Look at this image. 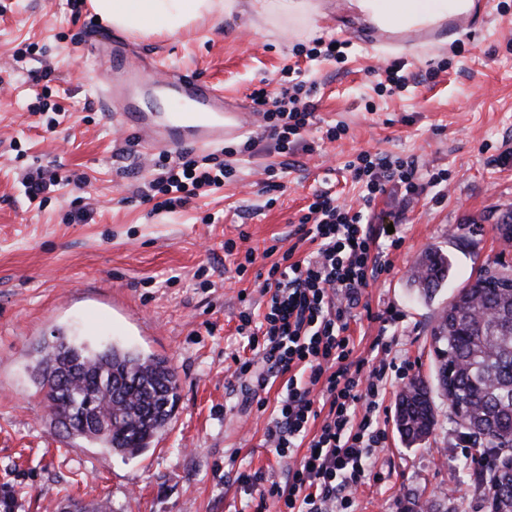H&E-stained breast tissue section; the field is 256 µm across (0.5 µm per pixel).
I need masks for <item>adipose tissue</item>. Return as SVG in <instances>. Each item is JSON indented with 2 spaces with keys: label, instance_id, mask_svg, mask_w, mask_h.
<instances>
[{
  "label": "adipose tissue",
  "instance_id": "1",
  "mask_svg": "<svg viewBox=\"0 0 512 512\" xmlns=\"http://www.w3.org/2000/svg\"><path fill=\"white\" fill-rule=\"evenodd\" d=\"M365 21L393 30L418 28L468 9L469 0H349ZM95 14L114 29L129 34L175 37L210 15H247L270 22L296 21L315 26L321 0H91Z\"/></svg>",
  "mask_w": 512,
  "mask_h": 512
}]
</instances>
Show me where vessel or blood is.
Masks as SVG:
<instances>
[{"instance_id":"1","label":"vessel or blood","mask_w":512,"mask_h":512,"mask_svg":"<svg viewBox=\"0 0 512 512\" xmlns=\"http://www.w3.org/2000/svg\"><path fill=\"white\" fill-rule=\"evenodd\" d=\"M96 56L110 63L99 89L101 102L119 107L122 125L132 131L138 144L154 149L183 145L206 149L238 133L242 117L223 87L185 74L147 83L117 46L98 50ZM153 88L166 92L172 103L171 112L160 121L150 107Z\"/></svg>"}]
</instances>
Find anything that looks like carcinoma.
<instances>
[{"mask_svg": "<svg viewBox=\"0 0 512 512\" xmlns=\"http://www.w3.org/2000/svg\"><path fill=\"white\" fill-rule=\"evenodd\" d=\"M449 255L431 248L416 263L410 281L426 299L448 281ZM434 381L416 378L398 399L396 426L409 446L431 435L437 424L433 392L458 405L477 432L472 445L491 448L499 463L478 472L474 482L489 512H512V483L498 472L512 463L500 450L512 449V288H484L448 322L439 315L432 332ZM52 421L66 418L64 433L123 457H136L161 434L177 399L178 378L164 358L118 346L90 349L63 334L37 350L33 367Z\"/></svg>", "mask_w": 512, "mask_h": 512, "instance_id": "cac0c4a2", "label": "carcinoma"}]
</instances>
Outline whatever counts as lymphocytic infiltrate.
I'll list each match as a JSON object with an SVG mask.
<instances>
[{
  "instance_id": "1",
  "label": "lymphocytic infiltrate",
  "mask_w": 512,
  "mask_h": 512,
  "mask_svg": "<svg viewBox=\"0 0 512 512\" xmlns=\"http://www.w3.org/2000/svg\"><path fill=\"white\" fill-rule=\"evenodd\" d=\"M316 94L315 83L304 80L281 79L273 88L253 90L264 130L279 152L299 143L313 152L303 134L317 110ZM158 167L159 177L142 196L155 213L185 206L201 188L224 185V167L184 155L173 162L160 154ZM348 169L362 186L359 209L338 205L329 192L315 194L295 230L313 251L297 261L285 250L261 283L268 297L262 321L244 311L237 327L253 356L236 360L235 376L259 390L270 379H287L266 444L281 458L306 449L287 486L274 482L267 490L281 501L282 512H349L353 504L384 439L377 415L384 370L367 369L348 334L352 309L382 272L376 256L381 234L367 217L388 187L411 201L447 180L445 173L425 178L414 163L367 152Z\"/></svg>"
}]
</instances>
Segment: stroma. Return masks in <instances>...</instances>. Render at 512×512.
Wrapping results in <instances>:
<instances>
[{
	"label": "stroma",
	"mask_w": 512,
	"mask_h": 512,
	"mask_svg": "<svg viewBox=\"0 0 512 512\" xmlns=\"http://www.w3.org/2000/svg\"><path fill=\"white\" fill-rule=\"evenodd\" d=\"M484 29L457 53L429 37L382 40L348 6L327 0L316 31L281 30L238 15L200 20L177 37H131L129 58L160 62L161 72H185L224 86L242 112L250 95L283 68L318 84V109L306 138L314 153H279L259 125L227 142L231 154L212 155L233 173L223 189L184 208L151 213L139 194L154 177L155 156L116 125L98 100L100 78L89 37H116L84 0H0V497L11 512H65L109 502L112 512H278L259 487L244 489L240 472L262 473L287 485L291 459L278 458L264 433L285 389L277 378L246 400L234 377L243 352L241 311L263 316L267 298L257 273L274 261L270 246L310 252L294 229L315 192L331 190L358 207L361 188L347 164L364 151L447 170L442 198L406 202L379 197L371 222L393 226L398 248L390 266L366 288L349 332L355 353L370 357L375 342L406 379L434 378L431 331L440 311L480 272L512 265V242L498 231L512 209V0H489ZM345 42V63L308 61L313 39ZM33 43L34 56L15 61ZM402 62L407 88L379 91L377 71ZM444 65L433 82L429 67ZM47 91L48 106L35 95ZM348 132L325 140L328 127ZM253 152H243L246 139ZM278 173L268 191L265 167ZM82 174L83 187L60 185L42 207L22 193L24 174L40 169ZM248 240H240V232ZM253 250L247 273L235 271L225 240ZM450 255L447 283L423 302L409 282L428 248ZM76 339L117 343L167 359L178 376V401L165 432L135 458L109 454L59 436L32 378L34 351L57 331ZM405 381L387 385L381 422L386 440L355 512H405L411 502L429 512H477L470 468L453 451L466 439L437 397V425L428 439L407 446L395 424Z\"/></svg>",
	"instance_id": "obj_1"
}]
</instances>
